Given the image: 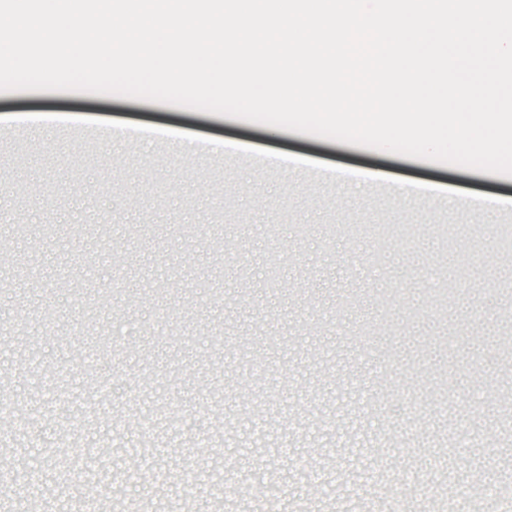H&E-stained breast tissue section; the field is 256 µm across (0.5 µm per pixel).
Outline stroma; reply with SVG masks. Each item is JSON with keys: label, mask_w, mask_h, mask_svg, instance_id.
<instances>
[{"label": "stroma", "mask_w": 512, "mask_h": 512, "mask_svg": "<svg viewBox=\"0 0 512 512\" xmlns=\"http://www.w3.org/2000/svg\"><path fill=\"white\" fill-rule=\"evenodd\" d=\"M18 114L43 122L17 133ZM367 172L512 194V177L173 105L0 92V499L82 512L93 480L109 512H492L489 477L512 493L487 397L512 388V262L475 227L512 209L401 198ZM439 215L459 246L377 233ZM148 399L173 445L131 479L120 451L150 447ZM223 465L239 474L213 487Z\"/></svg>", "instance_id": "35a3bbf8"}]
</instances>
